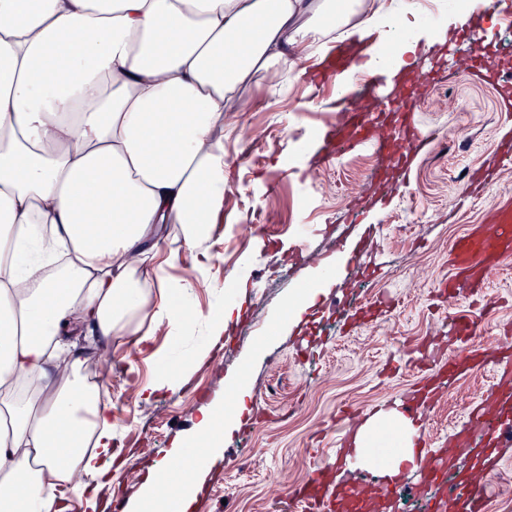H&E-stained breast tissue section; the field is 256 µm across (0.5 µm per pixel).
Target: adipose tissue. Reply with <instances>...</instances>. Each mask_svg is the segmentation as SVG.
Returning a JSON list of instances; mask_svg holds the SVG:
<instances>
[{"instance_id":"ef3b65f1","label":"adipose tissue","mask_w":512,"mask_h":512,"mask_svg":"<svg viewBox=\"0 0 512 512\" xmlns=\"http://www.w3.org/2000/svg\"><path fill=\"white\" fill-rule=\"evenodd\" d=\"M418 0H0V512H98L116 434L103 382L83 369L96 346L149 314L175 329L196 317L187 285L164 284L178 226L207 250L224 204V114L257 74L305 58L342 24L345 39L407 46ZM237 418L203 410L156 462L129 512H189L198 480ZM360 463L393 476L413 462L414 430ZM183 468L172 471V459Z\"/></svg>"}]
</instances>
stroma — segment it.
I'll return each mask as SVG.
<instances>
[{"label": "stroma", "instance_id": "obj_1", "mask_svg": "<svg viewBox=\"0 0 512 512\" xmlns=\"http://www.w3.org/2000/svg\"><path fill=\"white\" fill-rule=\"evenodd\" d=\"M463 24L441 25L422 38L410 68L433 49L441 68L436 83L418 99L422 122L437 137L400 182L371 224L351 220L356 203L371 199L380 157L353 153L350 164L309 168L335 86H305L298 70L271 85L264 76L243 90L253 105L230 112L224 126V160L232 169L224 194L223 221L207 253L183 249L170 234L162 250H179L170 280L203 276L189 303L197 319L180 344L168 327L149 342L126 333L100 347L110 371V404L124 462L112 465V487L122 502L134 499L152 464L188 435L200 412L226 400L227 388L245 379L250 397L237 424L224 432V452L196 496L201 512H273L274 492L305 481L332 465V481L377 496L379 476L333 464L336 411L349 405L367 414L388 409L391 395L422 376L423 356L460 351L484 353L486 361L446 382L427 405V440L439 448L500 381L494 359L499 342L512 337V260L504 262L483 296L449 300L442 285L450 273L455 241L487 219L499 201H512V112L500 106L499 88L448 55V38L466 49ZM495 174L471 192L480 165ZM254 233L243 232L245 223ZM314 226L309 254L293 253L300 225ZM335 268L314 304L296 319L287 307L320 272ZM231 297L233 319L224 340L208 356L193 352L207 336L216 302ZM469 315L467 343L448 333V316ZM187 359L180 385L150 400L139 397L165 359ZM500 467L485 476L487 512H512V446L500 449Z\"/></svg>", "mask_w": 512, "mask_h": 512}]
</instances>
